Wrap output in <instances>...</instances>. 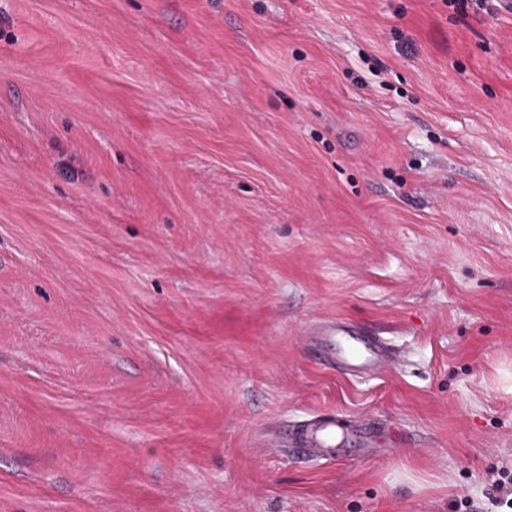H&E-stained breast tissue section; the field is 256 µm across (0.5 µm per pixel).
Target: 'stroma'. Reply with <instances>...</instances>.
I'll list each match as a JSON object with an SVG mask.
<instances>
[{
	"label": "stroma",
	"mask_w": 512,
	"mask_h": 512,
	"mask_svg": "<svg viewBox=\"0 0 512 512\" xmlns=\"http://www.w3.org/2000/svg\"><path fill=\"white\" fill-rule=\"evenodd\" d=\"M370 327L345 375L314 329ZM375 454L310 460L312 419ZM512 10L0 0V512H500ZM320 336L319 360L331 367L342 364L358 373H374L387 364L376 336L356 325L330 322ZM336 419L327 417L317 420L302 428L292 440L291 447L302 457L336 456V437L340 435L345 445L357 444L358 448H347V455L365 458L371 451L373 431L368 423H356L350 436L336 430Z\"/></svg>",
	"instance_id": "stroma-1"
}]
</instances>
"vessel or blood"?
<instances>
[{
	"mask_svg": "<svg viewBox=\"0 0 512 512\" xmlns=\"http://www.w3.org/2000/svg\"><path fill=\"white\" fill-rule=\"evenodd\" d=\"M320 361L329 366L344 365L359 373L381 370L386 361L375 336L360 327L343 322L323 326L319 343ZM373 431L368 423H356L350 435L339 436L332 417L317 420L302 428L292 440L294 451L304 457L332 456L337 441L349 446L348 456L363 458L370 452Z\"/></svg>",
	"mask_w": 512,
	"mask_h": 512,
	"instance_id": "obj_1",
	"label": "vessel or blood"
}]
</instances>
